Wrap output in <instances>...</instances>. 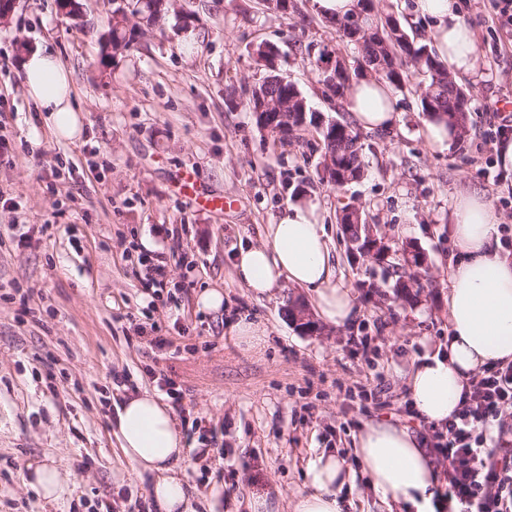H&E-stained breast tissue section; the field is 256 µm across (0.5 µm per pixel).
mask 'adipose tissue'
Instances as JSON below:
<instances>
[{"mask_svg": "<svg viewBox=\"0 0 512 512\" xmlns=\"http://www.w3.org/2000/svg\"><path fill=\"white\" fill-rule=\"evenodd\" d=\"M415 2L417 12L435 21L430 37L449 75L473 73L478 67L475 37L456 0ZM23 69L26 90L46 112L52 133L79 138L70 73L56 54L36 49L26 55ZM348 108L366 129H386L397 119L392 92L377 79L355 82ZM450 220L463 257L449 274L448 349L420 357L408 380L414 408L438 426L457 408L471 374L492 362H512V258L502 249L493 210L485 196L465 192L456 197ZM235 276L259 299L275 297L288 283L309 290L320 317L331 325H343L354 312L349 288L336 279L317 207L306 200L286 206L275 223L266 225L263 243L238 252ZM114 434L134 471L152 475L149 496L156 512H197L195 496L181 476L184 440L169 405L149 393L124 399ZM354 446L381 503L400 497L416 512H445L439 473L407 426L369 425ZM349 478L342 461L321 453L307 468V489L296 496L293 512H342L339 494Z\"/></svg>", "mask_w": 512, "mask_h": 512, "instance_id": "ef3b65f1", "label": "adipose tissue"}]
</instances>
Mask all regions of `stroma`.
<instances>
[{
  "instance_id": "35a3bbf8",
  "label": "stroma",
  "mask_w": 512,
  "mask_h": 512,
  "mask_svg": "<svg viewBox=\"0 0 512 512\" xmlns=\"http://www.w3.org/2000/svg\"><path fill=\"white\" fill-rule=\"evenodd\" d=\"M86 21L57 0H16L0 23V512H150L147 483L122 456L111 430L129 394H158L159 377L181 393L187 484L200 512H291L308 464L321 452L342 458L354 480L346 512H380L352 442L370 422L398 420L421 439L433 431L407 411L416 357L448 345V271L460 256L450 227L458 193L478 190L498 207L507 187L477 175L467 148H430L411 73L394 92L392 129L361 130L363 177L344 191L318 177L315 130L276 142L242 105L264 74L258 44L281 50L280 71L313 109L336 117L344 99L328 96L321 53L358 55L317 13L267 9L263 0H178L197 25L149 32L112 62L94 65L105 44L112 0H78ZM474 31L479 67L459 78L469 125L486 104L512 94V35L495 33L488 0H458ZM53 48L71 75L82 134L68 141L45 126L23 82L17 41ZM194 172L209 194L233 202L218 212L178 193ZM317 203L332 240L336 274L359 307L354 321L297 328L289 301L311 294L287 284L256 299L234 276V254L258 243L286 205ZM362 206L391 245L395 273L354 257L336 221ZM424 252L428 276L395 295L396 272L412 273L402 245ZM152 260L140 262L141 251ZM162 274L150 299L141 284ZM374 289H367V282ZM207 288L224 292L220 312L198 308ZM263 323L262 352L242 349L229 331L240 317ZM155 322L168 346L142 328ZM53 460L72 482L47 502L25 486L27 462Z\"/></svg>"
}]
</instances>
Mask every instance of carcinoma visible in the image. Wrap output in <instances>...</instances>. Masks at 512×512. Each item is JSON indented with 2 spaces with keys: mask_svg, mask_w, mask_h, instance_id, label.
Listing matches in <instances>:
<instances>
[{
  "mask_svg": "<svg viewBox=\"0 0 512 512\" xmlns=\"http://www.w3.org/2000/svg\"><path fill=\"white\" fill-rule=\"evenodd\" d=\"M137 9L131 11V16L120 14L121 5H116L112 11L110 29L106 42V51L99 60L102 68H107L114 57L120 55L119 47H129L142 33L141 25L163 30L172 19H178L173 7L162 0H135ZM355 27L358 37L343 34L346 43L352 45L361 57V64L371 63L372 56L380 55L390 58L387 68L375 71L381 79L394 87H402L409 80V69H414L428 76V82L419 86L420 103L424 115L436 119L456 131L457 140L464 139L469 112V99L464 90L448 76L442 64L436 59L432 50L425 43L416 42L398 24L392 29L380 22L373 15H362L358 12L331 24ZM279 74L268 70L261 79L259 88L270 96L303 97L299 88L287 79L277 81ZM318 112L306 108V114L288 113V133L315 129L322 142V158L330 157L336 163V173L346 172L355 181L363 175L362 151L363 144L358 131L343 117L327 118L325 126L316 122ZM341 230L345 238L357 242L355 250L359 257L367 258L374 263L383 264L385 258L371 254V250L361 243L365 238L364 229L356 224H343Z\"/></svg>",
  "mask_w": 512,
  "mask_h": 512,
  "instance_id": "carcinoma-1",
  "label": "carcinoma"
}]
</instances>
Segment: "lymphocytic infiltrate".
Segmentation results:
<instances>
[{"instance_id":"obj_1","label":"lymphocytic infiltrate","mask_w":512,"mask_h":512,"mask_svg":"<svg viewBox=\"0 0 512 512\" xmlns=\"http://www.w3.org/2000/svg\"><path fill=\"white\" fill-rule=\"evenodd\" d=\"M512 363H494L469 377L458 408L437 435L444 495L456 512H512Z\"/></svg>"}]
</instances>
